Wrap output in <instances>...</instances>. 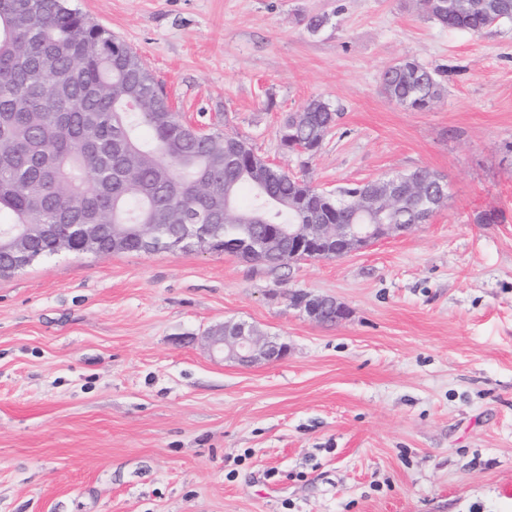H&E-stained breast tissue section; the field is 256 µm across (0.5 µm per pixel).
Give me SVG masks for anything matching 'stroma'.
Here are the masks:
<instances>
[{"label":"stroma","mask_w":512,"mask_h":512,"mask_svg":"<svg viewBox=\"0 0 512 512\" xmlns=\"http://www.w3.org/2000/svg\"><path fill=\"white\" fill-rule=\"evenodd\" d=\"M72 4L184 120L324 190L427 169L448 201L341 259L62 252L0 277V512H512V21L451 30L419 0ZM406 56L453 70L429 110L380 90ZM313 98L338 117L307 158L279 127ZM298 290L347 318L309 319ZM227 321L287 356L211 354Z\"/></svg>","instance_id":"35a3bbf8"}]
</instances>
